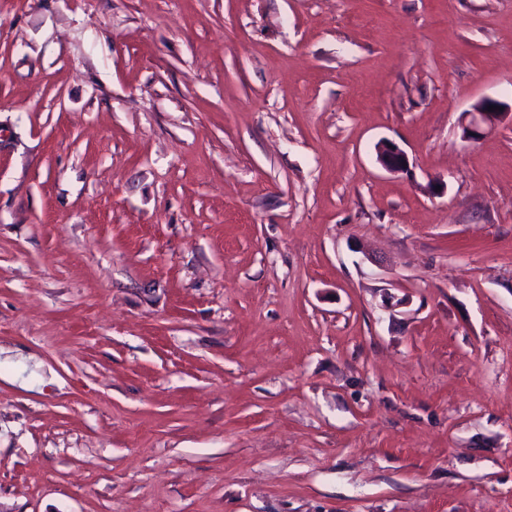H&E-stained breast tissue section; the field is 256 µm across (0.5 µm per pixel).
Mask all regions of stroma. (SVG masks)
I'll use <instances>...</instances> for the list:
<instances>
[{
    "instance_id": "stroma-1",
    "label": "stroma",
    "mask_w": 512,
    "mask_h": 512,
    "mask_svg": "<svg viewBox=\"0 0 512 512\" xmlns=\"http://www.w3.org/2000/svg\"><path fill=\"white\" fill-rule=\"evenodd\" d=\"M485 97L512 0H0V512H512ZM488 106L503 107V110L488 111ZM508 106L493 98H483L478 101L471 112L467 113L468 123L463 127L465 139L476 142L480 140L489 130L501 124L506 117H510L512 123V104L510 112H506ZM376 160L382 169L390 173L408 171L410 166L407 153L389 140H381L377 144Z\"/></svg>"
}]
</instances>
